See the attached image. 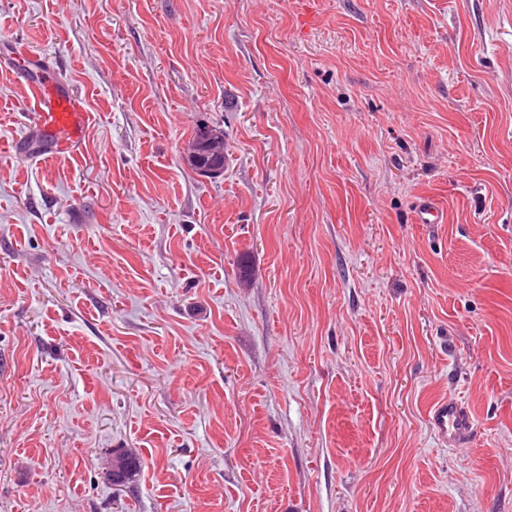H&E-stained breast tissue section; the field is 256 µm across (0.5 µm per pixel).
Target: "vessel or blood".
Instances as JSON below:
<instances>
[{
	"mask_svg": "<svg viewBox=\"0 0 512 512\" xmlns=\"http://www.w3.org/2000/svg\"><path fill=\"white\" fill-rule=\"evenodd\" d=\"M34 92L37 126L55 137L57 153H71L82 140L89 121L80 98L49 75L35 86ZM431 423L442 442L449 444L463 438L472 428L470 416L457 403L447 400L435 405Z\"/></svg>",
	"mask_w": 512,
	"mask_h": 512,
	"instance_id": "1",
	"label": "vessel or blood"
}]
</instances>
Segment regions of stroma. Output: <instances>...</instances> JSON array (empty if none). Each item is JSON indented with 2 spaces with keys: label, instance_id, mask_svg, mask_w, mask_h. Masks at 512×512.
Masks as SVG:
<instances>
[{
  "label": "stroma",
  "instance_id": "stroma-1",
  "mask_svg": "<svg viewBox=\"0 0 512 512\" xmlns=\"http://www.w3.org/2000/svg\"><path fill=\"white\" fill-rule=\"evenodd\" d=\"M0 512H512V0H0ZM37 99L35 120L42 132L56 137L55 148L59 154H68L82 141L89 121L81 100L63 83L46 75L34 87ZM211 129V126L205 123H200L196 126L193 136L195 137V139H192L193 145H190L186 149V153L188 155L186 156V160L188 162L189 159L194 157L195 153L193 152V149L195 147L194 143L196 142L201 141L203 142L204 145L215 148V154L217 155L216 161L208 164L207 166H199L194 168V171L198 176L215 179L223 175V155L221 152V150L223 149V145L219 138L224 139V130L218 127H214L216 137H218L216 138L214 137V134L211 131ZM431 423L442 442L449 444L463 438L472 428L470 416L457 403L447 400L435 405ZM142 469V460L138 454L128 453L125 451L117 452L112 458V466L107 473V478L113 482V475L122 473L123 480L119 484L125 487L136 480Z\"/></svg>",
  "mask_w": 512,
  "mask_h": 512
}]
</instances>
